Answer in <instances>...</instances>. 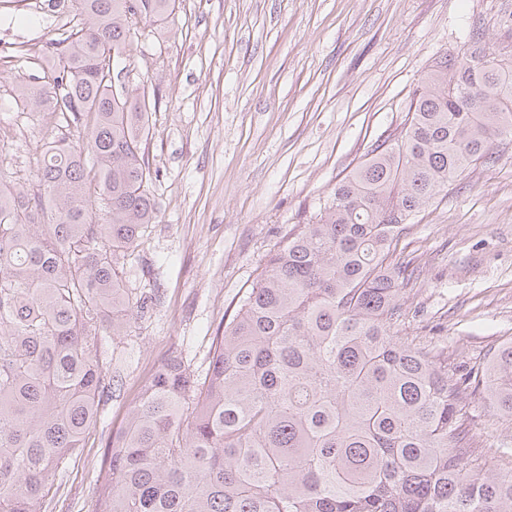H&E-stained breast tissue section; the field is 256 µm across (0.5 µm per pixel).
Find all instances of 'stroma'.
Masks as SVG:
<instances>
[{
	"mask_svg": "<svg viewBox=\"0 0 512 512\" xmlns=\"http://www.w3.org/2000/svg\"><path fill=\"white\" fill-rule=\"evenodd\" d=\"M0 5V169L28 192L58 119L15 105L43 76L71 0ZM512 50V0H176L140 21L114 72L152 103L145 145L157 218L127 258L135 287L157 296L127 335L103 333L112 396L83 448L56 472L46 512H97L105 444L154 372L182 356L205 375L223 331L288 230L320 210L372 145L397 138L425 72L470 46L472 30ZM471 165L408 225L397 261L417 277L400 294L402 335L429 342L449 369L481 367L512 340V138ZM467 429L483 461L512 470V417L485 390Z\"/></svg>",
	"mask_w": 512,
	"mask_h": 512,
	"instance_id": "1",
	"label": "stroma"
}]
</instances>
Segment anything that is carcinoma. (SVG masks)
Here are the masks:
<instances>
[{
	"label": "carcinoma",
	"instance_id": "cac0c4a2",
	"mask_svg": "<svg viewBox=\"0 0 512 512\" xmlns=\"http://www.w3.org/2000/svg\"><path fill=\"white\" fill-rule=\"evenodd\" d=\"M175 0H76L82 26L17 102L70 114L30 194L0 171V512H43L53 477L112 393L102 331L127 333L157 299L123 259L155 222L142 146L146 99L112 91L130 23ZM512 137V54L472 35L413 92L400 138L373 145L320 213L296 224L239 301L204 377L173 356L108 438L99 512H512V473L476 465L465 402L484 386L512 416V341L479 371L399 335L415 270L393 242L424 207ZM106 219L92 218V199Z\"/></svg>",
	"mask_w": 512,
	"mask_h": 512
}]
</instances>
